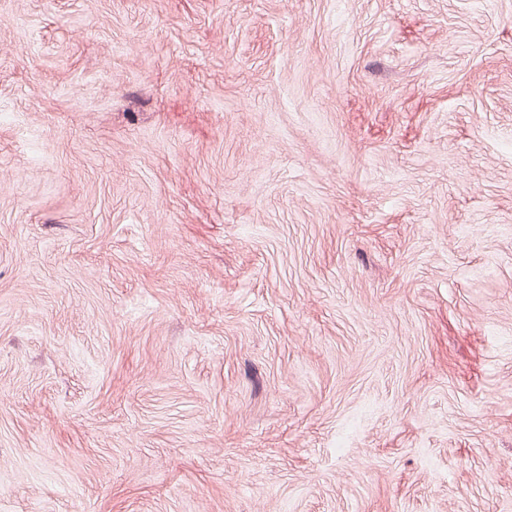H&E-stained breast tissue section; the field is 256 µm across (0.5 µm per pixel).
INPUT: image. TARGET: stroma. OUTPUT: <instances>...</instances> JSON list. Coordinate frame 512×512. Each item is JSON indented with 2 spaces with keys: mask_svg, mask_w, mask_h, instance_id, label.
Instances as JSON below:
<instances>
[{
  "mask_svg": "<svg viewBox=\"0 0 512 512\" xmlns=\"http://www.w3.org/2000/svg\"><path fill=\"white\" fill-rule=\"evenodd\" d=\"M0 512H512V0H0Z\"/></svg>",
  "mask_w": 512,
  "mask_h": 512,
  "instance_id": "35a3bbf8",
  "label": "stroma"
}]
</instances>
